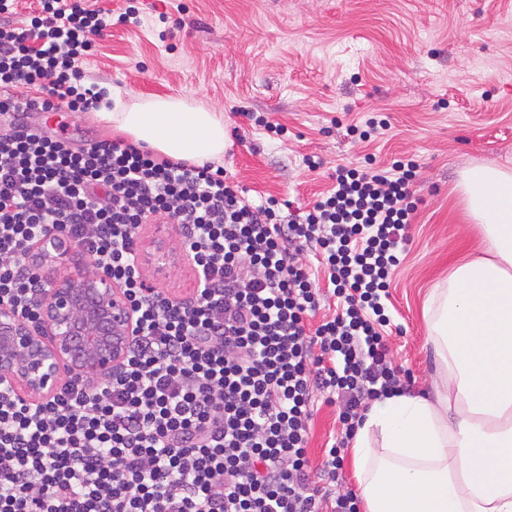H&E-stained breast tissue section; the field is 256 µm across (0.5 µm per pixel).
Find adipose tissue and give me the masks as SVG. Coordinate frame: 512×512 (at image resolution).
Here are the masks:
<instances>
[{
    "instance_id": "1",
    "label": "adipose tissue",
    "mask_w": 512,
    "mask_h": 512,
    "mask_svg": "<svg viewBox=\"0 0 512 512\" xmlns=\"http://www.w3.org/2000/svg\"><path fill=\"white\" fill-rule=\"evenodd\" d=\"M98 118L175 160L224 155L223 115L182 100ZM463 194L480 253L425 306L444 373L433 397L400 393L371 405L352 444L364 512H512V173L472 168Z\"/></svg>"
}]
</instances>
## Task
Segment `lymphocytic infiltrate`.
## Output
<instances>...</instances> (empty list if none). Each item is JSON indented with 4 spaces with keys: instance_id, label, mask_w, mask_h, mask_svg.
<instances>
[{
    "instance_id": "1",
    "label": "lymphocytic infiltrate",
    "mask_w": 512,
    "mask_h": 512,
    "mask_svg": "<svg viewBox=\"0 0 512 512\" xmlns=\"http://www.w3.org/2000/svg\"><path fill=\"white\" fill-rule=\"evenodd\" d=\"M14 24L0 0V303L38 325L41 283L29 246L56 231L121 283L136 318L120 371L70 378L39 404L0 381V512H361L339 490L346 451L370 404L403 392L388 357L389 279L409 241L414 161L336 170L306 211L253 203L223 167L144 144L71 146L21 122L27 112H92L80 61L107 26L88 0H41ZM178 227L197 286H146L143 225ZM314 252L328 286L300 257ZM333 297V314L320 315ZM341 435L308 457L316 401Z\"/></svg>"
}]
</instances>
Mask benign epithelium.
<instances>
[{"label":"benign epithelium","instance_id":"1","mask_svg":"<svg viewBox=\"0 0 512 512\" xmlns=\"http://www.w3.org/2000/svg\"><path fill=\"white\" fill-rule=\"evenodd\" d=\"M76 245L60 235L35 242L26 258L45 288L37 298V331L0 304V376L27 403L42 402L68 375L80 382L106 379L122 366L135 317L123 286L102 271L61 275Z\"/></svg>","mask_w":512,"mask_h":512}]
</instances>
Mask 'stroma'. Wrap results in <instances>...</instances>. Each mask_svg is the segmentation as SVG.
<instances>
[{
	"label": "stroma",
	"mask_w": 512,
	"mask_h": 512,
	"mask_svg": "<svg viewBox=\"0 0 512 512\" xmlns=\"http://www.w3.org/2000/svg\"><path fill=\"white\" fill-rule=\"evenodd\" d=\"M110 21L81 68L109 98L182 96L224 115L222 164L254 201L295 207L332 188L338 167L375 158L419 165L410 240L390 281L389 356L429 392L441 361L423 314L431 288L478 248L462 175L512 171V0H98ZM136 6L140 25L121 23ZM285 127L252 126L243 111ZM374 113L381 138L349 129ZM169 263L146 261L151 283L185 295L196 285L173 225L149 224Z\"/></svg>",
	"instance_id": "obj_1"
}]
</instances>
